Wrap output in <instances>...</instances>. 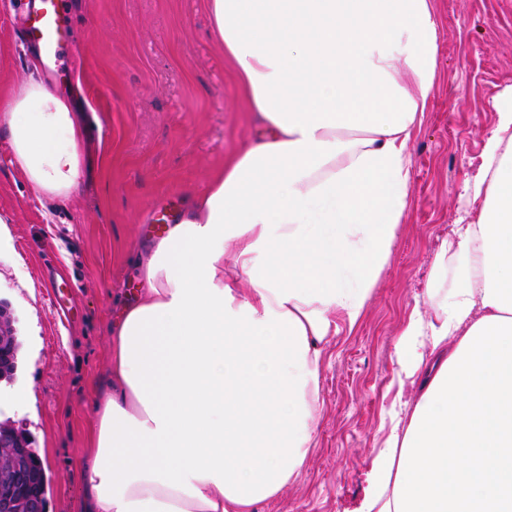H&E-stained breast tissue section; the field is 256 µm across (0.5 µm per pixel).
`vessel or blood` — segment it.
<instances>
[{
	"instance_id": "vessel-or-blood-1",
	"label": "vessel or blood",
	"mask_w": 512,
	"mask_h": 512,
	"mask_svg": "<svg viewBox=\"0 0 512 512\" xmlns=\"http://www.w3.org/2000/svg\"><path fill=\"white\" fill-rule=\"evenodd\" d=\"M15 25L19 43L35 47L44 67H51L67 44L60 0H20Z\"/></svg>"
}]
</instances>
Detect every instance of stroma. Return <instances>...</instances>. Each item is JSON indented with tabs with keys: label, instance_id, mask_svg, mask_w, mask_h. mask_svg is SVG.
<instances>
[{
	"label": "stroma",
	"instance_id": "35a3bbf8",
	"mask_svg": "<svg viewBox=\"0 0 512 512\" xmlns=\"http://www.w3.org/2000/svg\"><path fill=\"white\" fill-rule=\"evenodd\" d=\"M203 0H68L69 52L55 77L16 43L0 0V89L51 80L83 132L75 193L32 192L0 128V302L18 338L0 421L50 458L46 512H83L81 456L92 428L88 391L110 369V326L142 287L158 224L253 139L257 123ZM439 78L411 145L414 176L399 240L354 328L328 345L318 446L296 482L260 512H355L363 472L392 398L394 345L427 286L434 252L466 206L493 128L492 100L512 86V0H433ZM27 391L23 403L15 395Z\"/></svg>",
	"mask_w": 512,
	"mask_h": 512
}]
</instances>
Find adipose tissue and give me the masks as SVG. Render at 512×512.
<instances>
[{"label":"adipose tissue","mask_w":512,"mask_h":512,"mask_svg":"<svg viewBox=\"0 0 512 512\" xmlns=\"http://www.w3.org/2000/svg\"><path fill=\"white\" fill-rule=\"evenodd\" d=\"M259 132L155 241L91 398L84 512H257L317 444L325 346L388 264L429 110L432 0H204ZM394 346L356 512H512V87ZM15 166L62 200L82 130L52 87L0 93ZM412 387L406 397L404 387Z\"/></svg>","instance_id":"obj_1"}]
</instances>
